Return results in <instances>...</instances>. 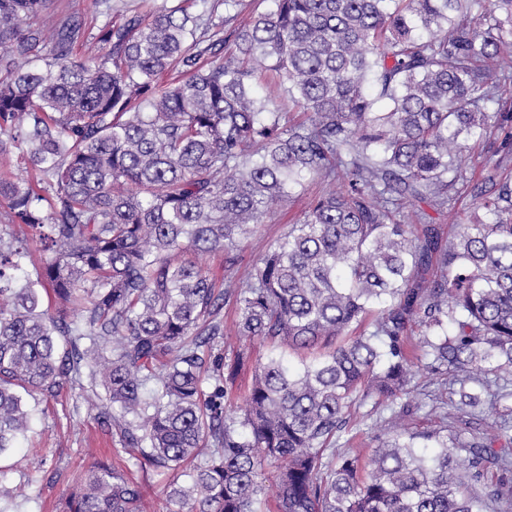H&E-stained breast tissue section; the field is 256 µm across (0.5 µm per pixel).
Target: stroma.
Returning <instances> with one entry per match:
<instances>
[{
	"label": "stroma",
	"instance_id": "stroma-1",
	"mask_svg": "<svg viewBox=\"0 0 512 512\" xmlns=\"http://www.w3.org/2000/svg\"><path fill=\"white\" fill-rule=\"evenodd\" d=\"M501 141V136L493 132L465 153V179L449 187L447 207L439 208L410 197L401 202V220L410 225L419 220L434 225L444 239L455 236L475 211L476 200L468 189L469 183L490 176L512 183V152L501 148ZM343 188L340 180H311L288 202L274 209L265 224L258 226L248 239L226 251L195 254L194 259L215 278L244 279L288 225L302 220L312 201ZM441 395L450 416L464 428L470 441L480 437L485 422L512 409L511 396L485 397L482 406L473 410L460 406L453 390H442ZM388 417V412L364 405L341 432L337 451L348 447L366 450L371 436L379 433ZM91 448L97 450L101 460L138 478L146 492V512H170L166 495L170 475L141 466L125 450L119 436L109 434L93 419L79 390L68 384L62 386L55 400L36 401L35 415L21 447L0 455V484L13 492V500L8 504L10 512H62L66 498L74 490L75 478L89 464L86 452Z\"/></svg>",
	"mask_w": 512,
	"mask_h": 512
}]
</instances>
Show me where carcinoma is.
<instances>
[{
    "label": "carcinoma",
    "mask_w": 512,
    "mask_h": 512,
    "mask_svg": "<svg viewBox=\"0 0 512 512\" xmlns=\"http://www.w3.org/2000/svg\"><path fill=\"white\" fill-rule=\"evenodd\" d=\"M194 2L107 20L79 57L82 19L56 18L54 0H0V157L24 143L36 173L0 177V455L29 430L28 398L69 383L156 469L208 449L190 482L169 485L173 512H266L270 467L277 512L511 501L507 421L469 442L438 398L411 400L407 335L422 328L425 368L466 407L512 376V187L474 185L483 218L445 246L396 213L406 197L447 206L448 174L489 130L512 144V0H271L246 21L231 13L240 0L224 15ZM229 25L235 49L218 58ZM260 68L303 119L257 94ZM338 175L344 190L247 280L180 259L236 246L306 181ZM35 245L51 252L38 265ZM230 300L236 336L265 356L214 354ZM372 314L374 330L354 334ZM285 346L321 353L295 369ZM368 402L397 414L361 465L332 447ZM412 406L438 428L404 424ZM64 512H146L145 494L98 460Z\"/></svg>",
    "instance_id": "cac0c4a2"
}]
</instances>
